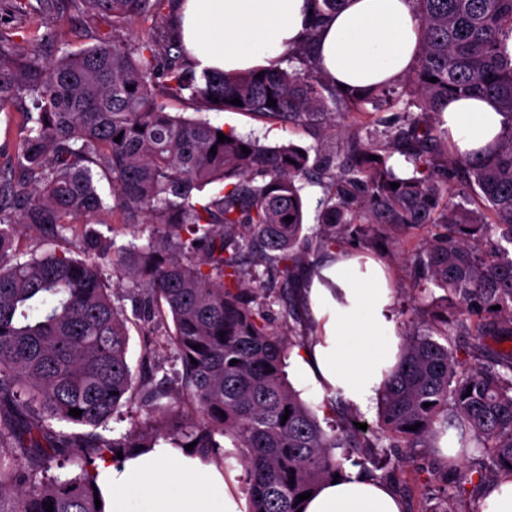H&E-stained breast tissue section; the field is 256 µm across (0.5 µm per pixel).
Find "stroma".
<instances>
[{"instance_id": "35a3bbf8", "label": "stroma", "mask_w": 512, "mask_h": 512, "mask_svg": "<svg viewBox=\"0 0 512 512\" xmlns=\"http://www.w3.org/2000/svg\"><path fill=\"white\" fill-rule=\"evenodd\" d=\"M61 26L65 30L64 48L77 52L93 45L97 39L120 33L124 37L138 39L143 34L139 22H131L120 30H113L111 21L98 22L90 30L78 27L74 16L64 17ZM168 112L184 118H201L212 125L234 128L244 137L255 139L262 145L292 143L309 152L326 147L345 152L351 131L364 128L367 119L359 113L336 112L332 124L308 126L272 121L258 114L224 112L217 109L198 110L189 100L169 101ZM26 134L20 105L14 104L0 110V168L9 167L18 145ZM435 228L422 224L409 229L379 225L377 234H361L355 228H348L344 234L343 249L370 255L385 263L393 276L394 310L402 327H415L432 319V308L427 298L415 295L412 285L417 273L415 259L423 252ZM385 237L389 245L379 248L377 237ZM106 284L111 288L116 305L121 307L128 318L127 359L133 376H141L145 361H152L157 368V379L165 380L166 386L175 397L174 408L183 414H192L194 403L191 395L183 389L180 381L181 366L174 347L168 339L172 330L171 319L157 316L146 324L139 317L141 291L128 281L107 276ZM153 331V338H146V331ZM393 458L399 467L391 483L405 503L404 512H434L439 507L445 489L451 488L453 480L442 468V460L430 448H395Z\"/></svg>"}]
</instances>
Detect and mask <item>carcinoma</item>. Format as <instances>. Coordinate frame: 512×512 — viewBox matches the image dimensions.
Returning <instances> with one entry per match:
<instances>
[{"label": "carcinoma", "instance_id": "obj_1", "mask_svg": "<svg viewBox=\"0 0 512 512\" xmlns=\"http://www.w3.org/2000/svg\"><path fill=\"white\" fill-rule=\"evenodd\" d=\"M4 2L46 24L72 11L84 23L110 18L114 29L137 19L147 37L114 35L55 58L40 50L19 57L0 39V109L31 102L27 134L0 170V512H46L49 501L53 512H105L95 505L96 460L161 440L176 448L193 442L191 453L218 463L230 439L248 512H297L298 495L343 473L361 449L368 452L357 465L381 470L391 465L384 449L437 448L450 429L462 450L490 457V470H477L479 482L512 473V351L481 362L484 337L512 336V0H413L421 44L405 75L404 111L438 116L449 98L474 96L494 105L503 127L492 151L472 157L456 154L447 131L418 117L384 131V146L412 166L409 178L370 159L378 155L376 131L365 140L353 135L345 155L313 159L293 145L261 146L166 111V100L186 98L201 109L319 125L340 108L379 112L389 104L391 83L356 93L331 85L308 41L275 72H199L173 34L165 53L157 52L165 0ZM341 2L312 0L314 25ZM235 98L242 105L231 104ZM219 132L230 141H218ZM100 172L112 183L110 201L98 188ZM312 178L325 195L311 243L302 235L298 182ZM471 194L482 207H469ZM111 210L148 228L147 245L118 247L86 228L75 241L82 258L67 248L18 259L13 225L64 240L72 225ZM351 224L369 232L375 224L442 228L416 259L425 275L413 290L424 295L434 285L446 308L435 315L438 325L404 335L399 366L380 391L375 434L344 413L323 428L283 375L289 349L304 340L273 327L271 296L250 281L262 265L285 278L297 302L311 249L336 248ZM107 265L142 289L145 323L171 318L169 340L195 399L194 421L173 412L168 391L152 379L133 390L127 319L105 286ZM457 330L470 336L460 349L444 343ZM135 394L143 426L119 439L98 432ZM61 459L79 472L49 476Z\"/></svg>", "mask_w": 512, "mask_h": 512}]
</instances>
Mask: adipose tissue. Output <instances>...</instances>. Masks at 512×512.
<instances>
[{"label": "adipose tissue", "instance_id": "obj_1", "mask_svg": "<svg viewBox=\"0 0 512 512\" xmlns=\"http://www.w3.org/2000/svg\"><path fill=\"white\" fill-rule=\"evenodd\" d=\"M311 9L310 0H183L177 32L202 69L275 71L288 48L309 37L320 71L350 89L394 82L414 66L421 32L412 0H344L317 28ZM442 121L463 156L491 147L503 125L502 115L477 97L450 100ZM305 289L320 340L296 350L295 386L314 400L336 389L367 410L402 342L385 268L340 250ZM95 482L106 512H246L236 471H220L179 448L101 461ZM402 508L390 484L350 470L338 482H324L304 512Z\"/></svg>", "mask_w": 512, "mask_h": 512}]
</instances>
